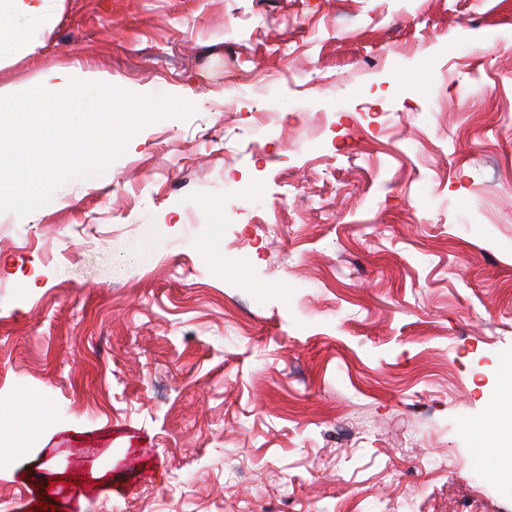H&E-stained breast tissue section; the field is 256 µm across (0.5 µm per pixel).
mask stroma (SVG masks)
Segmentation results:
<instances>
[{
  "label": "stroma",
  "instance_id": "stroma-1",
  "mask_svg": "<svg viewBox=\"0 0 512 512\" xmlns=\"http://www.w3.org/2000/svg\"><path fill=\"white\" fill-rule=\"evenodd\" d=\"M47 11L0 95L196 111L0 213L9 512H512V452L463 433L512 353V0Z\"/></svg>",
  "mask_w": 512,
  "mask_h": 512
}]
</instances>
